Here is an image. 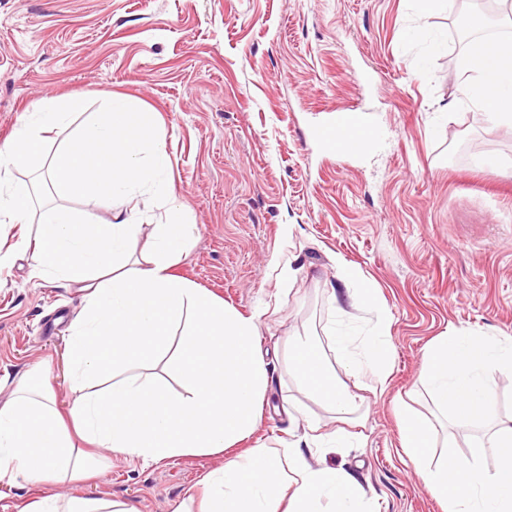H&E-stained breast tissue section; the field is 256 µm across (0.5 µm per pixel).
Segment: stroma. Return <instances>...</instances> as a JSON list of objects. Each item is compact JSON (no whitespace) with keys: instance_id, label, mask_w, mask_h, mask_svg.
I'll return each instance as SVG.
<instances>
[{"instance_id":"stroma-1","label":"stroma","mask_w":512,"mask_h":512,"mask_svg":"<svg viewBox=\"0 0 512 512\" xmlns=\"http://www.w3.org/2000/svg\"><path fill=\"white\" fill-rule=\"evenodd\" d=\"M416 0H0V141L30 102L78 96L82 125L121 94L156 115L169 181L193 242L174 271L257 315L271 386L246 447L284 452L302 419L336 429L288 366L287 341L308 335L325 353L336 263L372 281L390 320L394 365L382 395H367L352 447L306 449L310 463L349 471L375 512H442L401 450L398 409L436 411L417 381L437 337H512V129H486L454 105L464 18L479 0H453L430 19L446 47L406 43ZM367 107L385 129L372 158L336 154L322 129L343 108ZM495 156L502 173L484 168ZM109 221L132 209L136 256L152 252L165 208L138 189L110 200L69 199ZM298 274L282 283L278 271ZM31 255L0 269V401L35 375L59 406L74 399L67 360L79 295L31 276ZM488 427L449 419L432 462L470 456ZM220 463L184 456L144 467L115 460L72 494L107 495L137 512H173Z\"/></svg>"}]
</instances>
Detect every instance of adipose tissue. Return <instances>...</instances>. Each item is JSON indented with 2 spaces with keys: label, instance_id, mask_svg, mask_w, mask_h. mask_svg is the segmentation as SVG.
Wrapping results in <instances>:
<instances>
[{
  "label": "adipose tissue",
  "instance_id": "obj_1",
  "mask_svg": "<svg viewBox=\"0 0 512 512\" xmlns=\"http://www.w3.org/2000/svg\"><path fill=\"white\" fill-rule=\"evenodd\" d=\"M454 80L458 104L478 112L491 129L512 128V40L481 36L463 43ZM80 100L42 98L30 104L23 124L0 146V224L34 221L26 185L11 173L32 166L44 151L47 133L66 130ZM171 160L160 142L154 113L121 96H110L105 111L56 151L50 178L59 199L38 220L36 241L20 236L0 249V268L28 249L38 264L33 274L77 286L84 307L69 338L71 386L77 397L60 411L48 378L20 383L0 403V482L24 480L33 500L20 512H136L109 497L63 498L48 484L88 480L111 467L113 458L158 464L187 455H224L223 465L202 480L199 512H372L362 487L345 470L308 464L302 444L350 443L341 423L358 405V394L336 378V368L370 377L380 393L390 373L389 321L372 281L347 266L341 280L353 286L348 305L375 316L363 335L334 332L333 358L317 343L288 342V363L301 390L330 406L340 426L322 431L306 420L300 441L287 458L267 448L233 449L254 432L271 374L262 355L256 316L234 307L173 274L192 228L169 189ZM155 180L165 219L154 227L151 256L134 258L138 232L134 212L98 222L66 206L80 195L110 199ZM178 343H171L174 328ZM187 387L167 386L132 375L114 379V370L138 366L156 370L169 350ZM512 371V341L481 336L438 337L424 356L420 384L440 415L465 421L491 417L496 372ZM402 451L425 469L430 492L444 512H512V420L498 423L491 437L498 461L484 469L478 460L448 457L435 468L427 458L434 445L432 422L400 411Z\"/></svg>",
  "mask_w": 512,
  "mask_h": 512
}]
</instances>
